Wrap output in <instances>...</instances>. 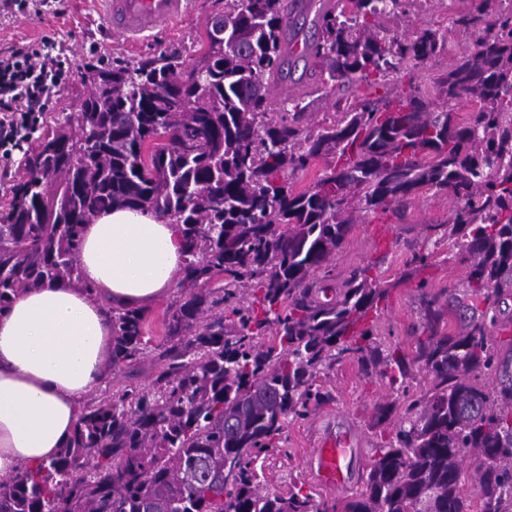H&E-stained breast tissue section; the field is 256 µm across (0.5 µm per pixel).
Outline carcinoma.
<instances>
[{"mask_svg": "<svg viewBox=\"0 0 512 512\" xmlns=\"http://www.w3.org/2000/svg\"><path fill=\"white\" fill-rule=\"evenodd\" d=\"M420 2L307 0L314 33L296 55L283 0H228L191 68L160 55L92 74L77 129L57 122L0 224V314L21 290L80 283L82 226L113 207L182 226L181 297L151 385L84 404L55 461L0 482V512H472L473 496L477 512H512V7L475 0L449 28L394 34ZM456 35L469 45L453 49ZM441 54L431 90L391 87ZM291 59L368 92L314 126L293 95L273 112ZM462 99L478 105L466 120ZM424 189L457 203L435 229L465 281L448 289L459 331L439 332L428 301L410 356L374 336L391 287L367 265L335 292L331 261L360 214H401ZM217 277L220 294L202 289ZM144 323L112 310V370L144 358ZM347 356L398 395L378 424L400 413L361 488L331 505L296 484L259 491L254 462L326 402L318 381Z\"/></svg>", "mask_w": 512, "mask_h": 512, "instance_id": "obj_1", "label": "carcinoma"}]
</instances>
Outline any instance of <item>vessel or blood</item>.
I'll list each match as a JSON object with an SVG mask.
<instances>
[{"label": "vessel or blood", "instance_id": "obj_1", "mask_svg": "<svg viewBox=\"0 0 512 512\" xmlns=\"http://www.w3.org/2000/svg\"><path fill=\"white\" fill-rule=\"evenodd\" d=\"M190 0H100L113 34L137 43L152 37L161 27L172 25L187 13ZM354 454L348 435L332 430L318 433L314 448L306 455V466L315 480L336 488L348 483Z\"/></svg>", "mask_w": 512, "mask_h": 512}]
</instances>
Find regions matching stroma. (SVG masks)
<instances>
[{
  "label": "stroma",
  "instance_id": "stroma-1",
  "mask_svg": "<svg viewBox=\"0 0 512 512\" xmlns=\"http://www.w3.org/2000/svg\"><path fill=\"white\" fill-rule=\"evenodd\" d=\"M190 14L178 23L163 28L153 38L127 44L115 37L96 0H60L58 7L28 9L23 12H0V49L39 43L51 37L61 45L71 60L73 74L63 85L23 149L11 156L0 155V218L11 208L13 191L28 172L26 157L32 156L43 138L53 131L57 121L71 112L90 89L88 77L98 68H109L116 62L137 64L160 55H169L185 64H193L206 43L208 22L223 14L225 0H191ZM453 201L422 191L408 204L403 217L392 213H371L353 225L336 254L334 273L344 280L358 266L374 264L375 274L392 283L388 300L382 304L375 336L386 346L412 352L416 342L414 326L419 325L426 298L447 294L460 284L465 269L448 252L441 241L436 224L447 219ZM430 256L429 265L419 277L405 278L407 264L414 253ZM426 288H418L419 280ZM324 386L330 401L313 411L306 419L289 421L284 431L285 449L259 460L262 490L287 493L289 487L304 484L314 497L324 501L339 500V492L319 485L304 464V454L313 444L314 428L325 425L335 430L356 429L358 455L354 460L356 475H364L374 454L376 408L392 400L393 395L379 377L366 376L358 363L346 360L329 371Z\"/></svg>",
  "mask_w": 512,
  "mask_h": 512
}]
</instances>
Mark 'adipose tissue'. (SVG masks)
<instances>
[{
  "label": "adipose tissue",
  "instance_id": "ef3b65f1",
  "mask_svg": "<svg viewBox=\"0 0 512 512\" xmlns=\"http://www.w3.org/2000/svg\"><path fill=\"white\" fill-rule=\"evenodd\" d=\"M83 286L16 294L0 314V481L50 465L85 398L112 376L111 309L151 303L183 276L180 225L117 208L83 228Z\"/></svg>",
  "mask_w": 512,
  "mask_h": 512
}]
</instances>
